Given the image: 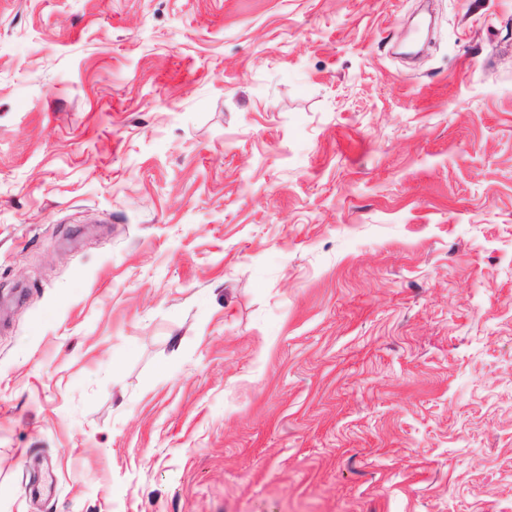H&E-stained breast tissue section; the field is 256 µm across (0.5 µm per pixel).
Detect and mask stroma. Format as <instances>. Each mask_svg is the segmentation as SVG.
I'll return each mask as SVG.
<instances>
[{
  "mask_svg": "<svg viewBox=\"0 0 512 512\" xmlns=\"http://www.w3.org/2000/svg\"><path fill=\"white\" fill-rule=\"evenodd\" d=\"M0 0V512H512V0Z\"/></svg>",
  "mask_w": 512,
  "mask_h": 512,
  "instance_id": "stroma-1",
  "label": "stroma"
}]
</instances>
